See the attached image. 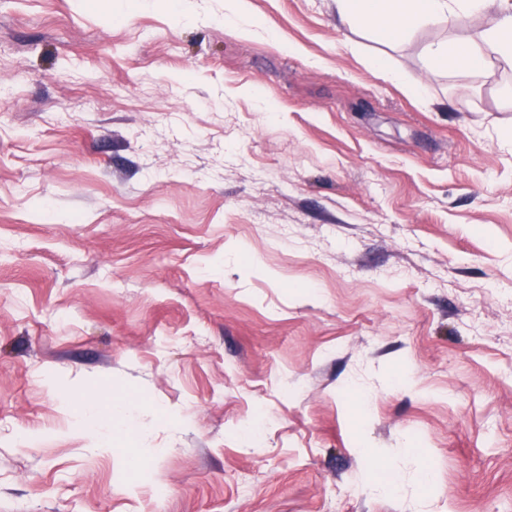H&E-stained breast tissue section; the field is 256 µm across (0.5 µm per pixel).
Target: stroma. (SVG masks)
Masks as SVG:
<instances>
[{"label":"stroma","mask_w":512,"mask_h":512,"mask_svg":"<svg viewBox=\"0 0 512 512\" xmlns=\"http://www.w3.org/2000/svg\"><path fill=\"white\" fill-rule=\"evenodd\" d=\"M242 8L0 0V512H512V67ZM135 406V399L128 398L122 404H113L112 409H100L96 405L83 403L78 411L85 418L86 428L91 432L99 433L101 422H111L127 429L134 428L140 435H143L142 430L135 425L133 420Z\"/></svg>","instance_id":"35a3bbf8"}]
</instances>
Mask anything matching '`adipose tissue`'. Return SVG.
<instances>
[{
  "label": "adipose tissue",
  "instance_id": "ef3b65f1",
  "mask_svg": "<svg viewBox=\"0 0 512 512\" xmlns=\"http://www.w3.org/2000/svg\"><path fill=\"white\" fill-rule=\"evenodd\" d=\"M342 19H360L399 36L414 25H435L469 14L486 18L484 31L463 43H441L429 48L431 60L451 70H470L495 56L512 67V0H336Z\"/></svg>",
  "mask_w": 512,
  "mask_h": 512
}]
</instances>
